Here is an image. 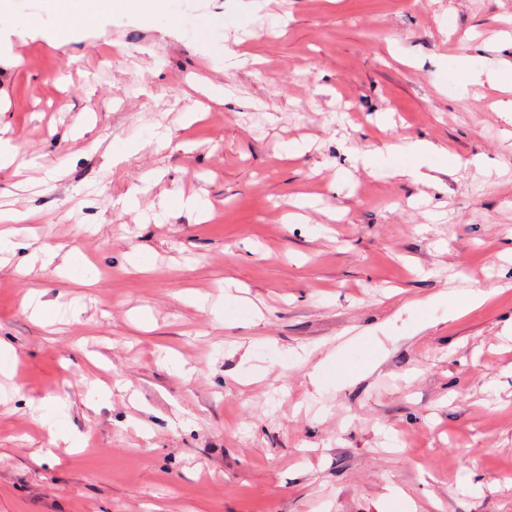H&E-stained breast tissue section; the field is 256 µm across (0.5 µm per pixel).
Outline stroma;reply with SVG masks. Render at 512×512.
<instances>
[{
  "label": "stroma",
  "mask_w": 512,
  "mask_h": 512,
  "mask_svg": "<svg viewBox=\"0 0 512 512\" xmlns=\"http://www.w3.org/2000/svg\"><path fill=\"white\" fill-rule=\"evenodd\" d=\"M239 2L130 0L62 44L52 0L0 10V139L31 176L0 168V208L86 259L0 267V512H512V124L452 69L512 63V0H270L253 23ZM228 47L262 62L225 70ZM385 111L487 176L353 169ZM149 170L140 211L113 209ZM468 287L492 297L454 317L440 296Z\"/></svg>",
  "instance_id": "stroma-1"
}]
</instances>
